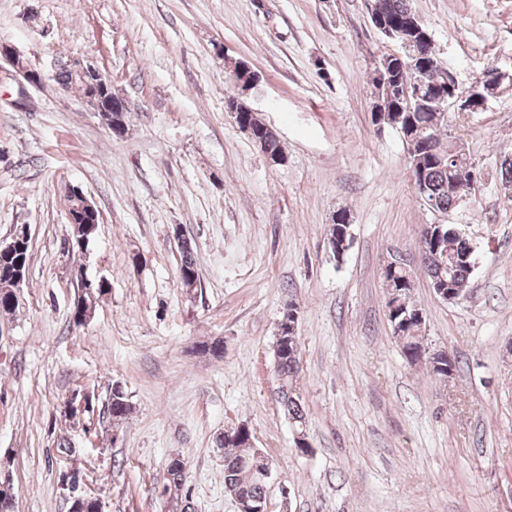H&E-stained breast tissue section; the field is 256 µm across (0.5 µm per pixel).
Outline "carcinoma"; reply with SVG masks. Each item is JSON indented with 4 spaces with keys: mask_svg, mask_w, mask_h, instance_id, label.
Wrapping results in <instances>:
<instances>
[{
    "mask_svg": "<svg viewBox=\"0 0 512 512\" xmlns=\"http://www.w3.org/2000/svg\"><path fill=\"white\" fill-rule=\"evenodd\" d=\"M377 9L387 15L395 25H402L406 20L416 15L412 9L410 0H377ZM380 78L400 90L406 85L418 84L423 89L424 100L414 112H401L397 99L391 97L383 101L382 118L388 121L389 126L409 122L414 128L429 127L428 134L433 136L441 133L440 125L433 123L434 114L440 111L436 96L432 89L436 84L435 68L431 65L420 68L411 58L395 59L389 63L386 71L380 73ZM53 80L57 84L67 86L78 93L84 92V86L80 81H74L67 69L62 64L55 72ZM252 124L262 129L266 151L273 155L284 157L281 144L275 132L262 126V123L250 113L242 114ZM439 145L438 140L433 143L409 142L407 150L409 155V170L415 191L423 193L426 197V205L439 212H447L459 205L461 199L448 191V185L452 182L465 183L468 181L469 172L463 166H455L452 162H441L433 153ZM444 235L448 236V258L444 264L437 263L431 257V243L425 236H420V256L423 272L430 281L432 288L445 286L449 283L455 285L469 284L472 270L469 264L454 258L455 246L453 239L449 238L448 225L442 226ZM182 274L198 275L196 259L192 244L184 243L181 252ZM18 308V302L13 295L12 282L0 277V315L12 314ZM389 322L396 333V338L401 344V351L408 362L421 357L424 354V346L421 342L420 328L412 324L403 325V316L389 313ZM301 371L300 349L298 338L288 340V346L279 355L274 373L279 378L277 399L288 414V419L294 429L306 430V413L302 405V397L297 389V379ZM106 412L112 424L126 418L130 412V404L126 393L121 387L115 386L106 403ZM244 440L224 443V488L237 501L247 500L252 504L265 498L267 479L264 474L254 467V454L249 448L242 447ZM184 462L178 458L170 460L167 467L169 485L178 488L183 484Z\"/></svg>",
    "mask_w": 512,
    "mask_h": 512,
    "instance_id": "carcinoma-1",
    "label": "carcinoma"
}]
</instances>
